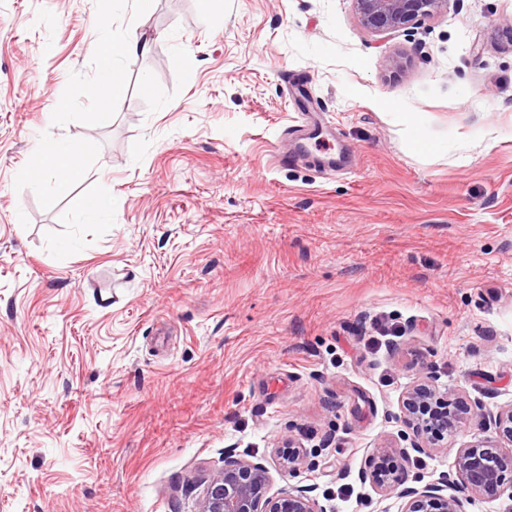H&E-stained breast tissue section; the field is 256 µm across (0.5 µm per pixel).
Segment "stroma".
<instances>
[{"mask_svg": "<svg viewBox=\"0 0 512 512\" xmlns=\"http://www.w3.org/2000/svg\"><path fill=\"white\" fill-rule=\"evenodd\" d=\"M302 112L328 134L278 160ZM39 140L83 153L65 192ZM429 373L471 430L390 456L408 487L512 405V0L382 35L353 0H0V512H196L230 448L404 512L361 473ZM147 49L146 43H141L137 38H132L121 43H109L100 48L99 59L102 71L105 75L110 74L112 76L107 92L112 95V98L119 96L123 91L122 79L119 73L114 69L116 57L136 54L139 50L143 53L147 51Z\"/></svg>", "mask_w": 512, "mask_h": 512, "instance_id": "1", "label": "stroma"}]
</instances>
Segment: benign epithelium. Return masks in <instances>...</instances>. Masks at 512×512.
<instances>
[{
  "instance_id": "7a95c632",
  "label": "benign epithelium",
  "mask_w": 512,
  "mask_h": 512,
  "mask_svg": "<svg viewBox=\"0 0 512 512\" xmlns=\"http://www.w3.org/2000/svg\"><path fill=\"white\" fill-rule=\"evenodd\" d=\"M361 24L375 34L405 28L437 12L446 0H353ZM403 420L412 430L413 448L422 454L447 437L464 432L470 410L455 394L442 391L433 376L425 375L402 400ZM385 452L373 458L362 473L384 495L407 499L405 512H465L464 503L445 493L455 479L463 480L473 496L512 497V406L487 414L483 434L457 450L455 474L444 475L421 487L399 488L397 479L383 469ZM281 473L290 475L303 465L299 452L280 449ZM269 468L231 450L224 451V468L213 474L199 499L198 512H323L307 487L282 488L270 493Z\"/></svg>"
}]
</instances>
